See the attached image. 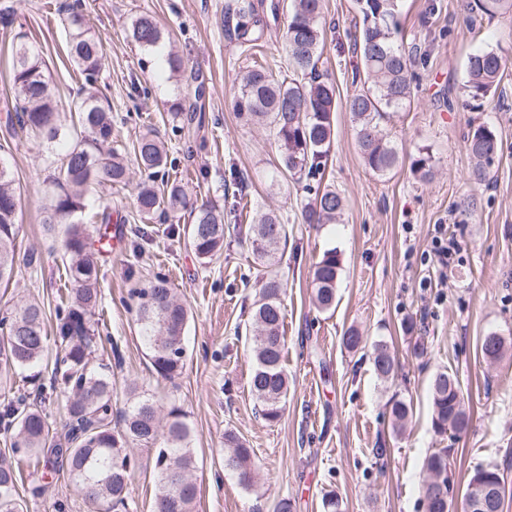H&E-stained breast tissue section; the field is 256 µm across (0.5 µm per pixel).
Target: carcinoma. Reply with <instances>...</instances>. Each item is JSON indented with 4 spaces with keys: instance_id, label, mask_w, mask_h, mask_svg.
Segmentation results:
<instances>
[{
    "instance_id": "cac0c4a2",
    "label": "carcinoma",
    "mask_w": 512,
    "mask_h": 512,
    "mask_svg": "<svg viewBox=\"0 0 512 512\" xmlns=\"http://www.w3.org/2000/svg\"><path fill=\"white\" fill-rule=\"evenodd\" d=\"M323 0H290L285 42L288 66L279 77L262 66H253L243 78L234 98V110L272 130L280 151V173L294 176L315 173L326 167L336 130L338 102L336 86L321 72L325 26ZM359 15L354 51L359 63L352 71L354 90L347 99L356 145L366 168L385 176L401 163V156L383 124L394 112L411 103L416 75L412 61L399 44L400 0H356ZM472 12L490 20L512 17V0H472ZM68 20L71 60L83 84L70 111L77 114L81 139L57 159L48 160V196L43 222L45 232L56 234L65 225L63 248L70 256L65 266L68 288L56 309V367L51 389L63 385L68 431L60 442L51 434L43 412L45 389L38 396L3 395L0 399V436L9 443L12 456L0 457V512H23L18 501L19 462L40 463L48 456L65 461L71 482L88 499L94 512H127V481L130 452L146 448L153 454L157 493L153 512H192L197 485L193 432L183 408L171 401L164 417L154 396L137 386L129 388L127 408L113 411L112 367L96 361L98 330L94 316L100 306V275L92 248L97 225L112 220L110 206L85 214V190L93 184L125 185L134 165L147 175L138 186V215L149 219L168 217L187 209L188 195L181 181H167L161 189L153 176L168 164V150L154 134L142 135L134 146V159L127 161L112 147V111L99 102L98 77L105 68L102 42L86 28L81 5L64 7ZM225 27L240 38L249 35V24L257 22L253 9L227 8ZM130 37L145 53L163 41L157 19L148 13L131 22ZM12 87L17 125L27 136L52 144L60 139L63 124L54 86L42 62L26 40L12 36ZM509 62L493 50L468 58L464 88L476 100L495 96ZM466 148L473 160L471 177L483 182L488 168L501 150L495 130L479 125L467 135ZM345 208V199L331 188L315 193L303 216L307 224H334ZM19 194L9 161L0 156V283L12 279L16 266V224ZM185 233L197 257L207 261L224 252V211L210 205L197 210ZM288 237V225L272 211L259 214L249 225L244 242L256 260L272 265L274 248ZM341 270L334 250L315 262L311 283L318 308L328 310L336 302ZM283 284L278 275L261 282L252 312L254 367L250 392L262 418L275 422L288 397L289 379L282 361L285 346ZM129 296L136 304V321L143 331L153 371L172 380L183 369V341L189 322L186 306L178 300L169 280L154 276L146 284H135ZM45 312L36 303H25L0 313V380L17 370L36 369L48 352ZM481 349L490 359L504 350L501 337H484ZM371 360L378 378H393L395 353L379 341L372 345ZM433 426L436 432L455 435L470 421L456 377L446 370L431 382ZM411 412L404 399H393L390 414L393 429H399ZM224 466L237 473L239 483L249 488L253 479V449L233 433L224 435ZM448 449L426 458L427 476L421 484L425 512H450L456 486L448 475ZM493 486L483 499L474 488ZM465 512H503L504 475L493 464L474 470L464 494Z\"/></svg>"
}]
</instances>
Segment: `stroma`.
I'll return each mask as SVG.
<instances>
[{
  "label": "stroma",
  "instance_id": "1",
  "mask_svg": "<svg viewBox=\"0 0 512 512\" xmlns=\"http://www.w3.org/2000/svg\"><path fill=\"white\" fill-rule=\"evenodd\" d=\"M67 2L0 0L13 7L8 32L0 34V136L14 114L11 34L25 33L39 54L61 111L76 98L81 80L60 12ZM231 2L82 0L86 20L105 47L102 93L121 148L132 151L140 135L156 132L173 160L159 180H182L191 199L224 209L227 224L248 225L269 210L288 224V240L278 245L274 260L286 288L288 399L280 421L269 423L258 415L248 386L254 358L245 327L261 266L233 237L225 239L223 254L200 262L183 232L191 221L186 211L167 219L174 238L154 237L144 245L149 263L138 262L130 250L131 230L140 223L134 196L141 175L135 171L124 187H96L86 195L92 210L110 201L112 221L98 231L118 239L113 251L94 255L101 278L102 355L112 364L114 406L126 405L127 387L135 383L158 398L177 399L187 411L199 486L194 512H275L284 498L296 512H322L330 492L342 512H424L419 481L426 454L438 448L451 449L452 477L460 489L477 467L499 465L504 512H512V70L492 101L476 103L462 89L471 53L493 50L512 61V19L468 21L467 0H402L404 48L419 64V80L410 107L386 126L404 162L379 177L359 157L344 106L356 64L355 2L325 0L323 57L339 102L336 137L323 173L284 178L277 172L273 133L240 117L233 96L253 62L275 73L285 70L286 17L271 15V0H249L264 35L248 49L224 29V8ZM145 12L167 35L159 51L147 55L127 37L131 20ZM173 49L184 60L176 78L165 64ZM177 102L183 112H171ZM482 123L495 128L502 149L486 181L477 185L465 140ZM9 146L21 187L18 250L41 261L21 266L9 284L0 285V306L38 302L51 330L65 278L60 241L41 227L50 148L21 135ZM423 146L433 156L427 176L412 167ZM327 185L347 200L339 223L304 224L303 206L314 188ZM472 196L477 203L471 214L459 217V207ZM437 224L446 225L461 245L459 261L446 269L426 255ZM330 249L341 259L336 307L321 311L313 302L310 270ZM157 273L169 278L191 311L184 368L171 381L152 375L127 295L132 283ZM351 329L366 344L382 340L395 351L394 379L381 381L368 357L343 348L341 338ZM491 334L506 345L495 360L481 351ZM443 369L456 373L470 409V427L457 438L432 427L430 385ZM396 394L413 406L399 434L392 431L389 406ZM228 431L254 451L251 488H243L224 466ZM135 457L129 512H149L155 474L147 451L136 450ZM18 493L24 512H89L56 464L22 466Z\"/></svg>",
  "mask_w": 512,
  "mask_h": 512
}]
</instances>
